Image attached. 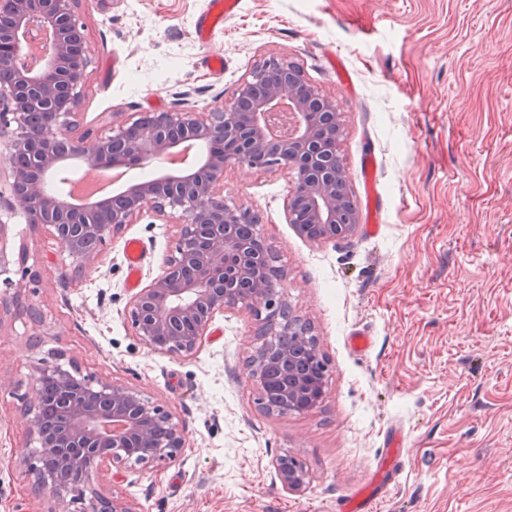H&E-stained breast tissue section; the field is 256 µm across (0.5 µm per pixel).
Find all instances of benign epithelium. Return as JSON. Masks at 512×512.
<instances>
[{
  "mask_svg": "<svg viewBox=\"0 0 512 512\" xmlns=\"http://www.w3.org/2000/svg\"><path fill=\"white\" fill-rule=\"evenodd\" d=\"M79 0H0V62L12 76L0 81V143L7 147L1 167L9 170V193L0 189V210L21 211L32 229L48 230L77 258L94 252L81 245L103 244L146 211L177 226L162 271L129 301L133 334L147 348L193 357L218 314L251 302L257 332L281 328L299 336L297 348L257 346L250 378L261 404L278 416L308 413L326 395L328 367L308 337L313 327L295 314L278 321L286 299L252 250L255 242L237 233L257 220L224 202V170L241 166L280 170L291 178L287 221L313 241L353 233L359 223L354 202L336 195L333 146L326 129L338 119L334 104L307 84L303 71L285 59L268 58L238 84L227 105L194 110L142 112L112 128L104 139L73 135L72 116L90 63ZM53 42L39 57L25 51L43 29ZM295 105L296 130L273 143L263 128L274 103ZM211 141V149L189 163L191 170L132 185L119 200L77 205L50 194L44 175L77 162L88 167H127L159 155H175L190 139ZM11 225L0 220V284L39 282L27 265L24 245L10 247ZM29 315L21 294H0V313ZM32 396H24L29 445L26 459L35 488L53 499L52 512H99L107 498L92 475L114 467H159L185 447L171 413L141 391L95 380L73 362L43 360L35 366ZM55 386L56 417H45L43 384ZM282 485L298 491L306 483L304 463L276 460Z\"/></svg>",
  "mask_w": 512,
  "mask_h": 512,
  "instance_id": "1",
  "label": "benign epithelium"
}]
</instances>
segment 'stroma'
Instances as JSON below:
<instances>
[{"mask_svg":"<svg viewBox=\"0 0 512 512\" xmlns=\"http://www.w3.org/2000/svg\"><path fill=\"white\" fill-rule=\"evenodd\" d=\"M207 0H82L91 64L77 133L103 136L138 112L225 104L263 59L300 66L345 127L340 147L361 218L313 242L286 220L276 170L224 171V199L246 209L279 256L283 293L328 360L327 396L308 415L259 405L244 361L256 322L213 320L189 359L151 351L127 316L124 245L143 246L141 284L175 233L146 212L80 262L23 213L6 215L41 274L23 291L37 317H0V512H51L23 461L22 396L39 359L75 362L163 404L183 430L160 468L95 475L133 512H338L366 486L389 435L402 467L377 512H512V0H242L211 42ZM224 57L223 71L208 65ZM386 199L365 220V156ZM362 330L371 346L351 349ZM299 458L285 489L274 466ZM276 469L279 472L282 485L289 491L300 490L308 478L304 463L293 456H287V459H277Z\"/></svg>","mask_w":512,"mask_h":512,"instance_id":"35a3bbf8","label":"stroma"}]
</instances>
